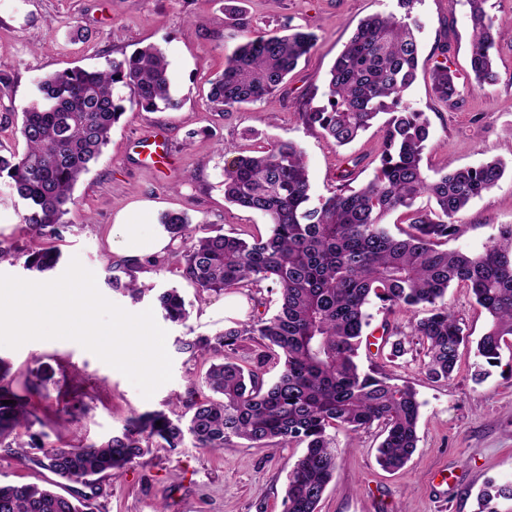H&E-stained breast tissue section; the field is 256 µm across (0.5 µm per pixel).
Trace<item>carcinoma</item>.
Wrapping results in <instances>:
<instances>
[{
	"mask_svg": "<svg viewBox=\"0 0 512 512\" xmlns=\"http://www.w3.org/2000/svg\"><path fill=\"white\" fill-rule=\"evenodd\" d=\"M397 11L376 13L360 21L337 57L326 81V104L302 112L305 123L338 146L367 130L382 114L379 165L358 188L352 172L326 198L315 200L303 151L288 141L236 152L224 170V198L263 215L267 235L241 237L197 235L184 213H166L161 224L180 240L178 273L203 291H232L267 282L278 290L280 307L270 317L234 322L212 336L182 342V350L211 355L203 383L211 395L193 402L188 421L164 412L132 415L122 431L101 444L46 448L39 436L4 443L25 425L26 404L6 381L0 365V446L37 449L41 465L59 478L94 486L96 479L119 475L141 459L152 440L179 448L191 437L197 448L222 451L234 440L250 447L306 444L291 465L284 512H318V505L338 468L336 432H358L378 424L383 441L378 464L390 471L406 465L417 448L421 403L409 385H396L378 369L363 371L356 362L370 314L371 298L386 309L410 313L414 335L427 345L423 369L434 382L451 379L464 342L459 320L444 298L452 285H463L491 317L477 344L491 365L512 342V225L476 253L448 251L441 245L462 232L459 212L490 191L505 171L499 159L476 167L439 173L431 180L424 169L429 124L423 113L400 105L402 93L416 80L419 0H396ZM487 0H466L472 29L470 86L482 89L499 79L494 49L512 37L486 10ZM308 31L278 32L249 38L224 61L212 81L210 107L226 112L260 102L281 91L299 60L314 47ZM435 97L446 106L458 103L462 89L456 74L441 61L430 75ZM172 74L161 48L149 45L114 59L106 69H74L39 80L38 97L24 108L19 133L22 154L0 155V178L26 202L22 223L46 239V245L15 259L28 270L55 267L73 189L100 154L112 127L126 112L125 103L142 112L175 110ZM126 88L129 98L119 94ZM427 202H422V199ZM399 214L409 226L405 237L387 230ZM138 261L126 263L129 281L112 278V288L138 300L145 293L132 276ZM167 320L188 317L175 288L156 296ZM246 341L262 351L256 365L245 368L236 353ZM283 360L272 382L261 371L267 353ZM11 404L6 405L4 401ZM161 425H156V422ZM512 502V482L482 490V512H500L498 500ZM86 500H72L49 488L30 484L0 485V512H89Z\"/></svg>",
	"mask_w": 512,
	"mask_h": 512,
	"instance_id": "carcinoma-1",
	"label": "carcinoma"
}]
</instances>
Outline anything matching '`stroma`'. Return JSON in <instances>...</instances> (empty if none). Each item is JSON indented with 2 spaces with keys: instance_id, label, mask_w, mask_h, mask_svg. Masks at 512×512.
I'll return each instance as SVG.
<instances>
[{
  "instance_id": "stroma-1",
  "label": "stroma",
  "mask_w": 512,
  "mask_h": 512,
  "mask_svg": "<svg viewBox=\"0 0 512 512\" xmlns=\"http://www.w3.org/2000/svg\"><path fill=\"white\" fill-rule=\"evenodd\" d=\"M227 0H0V72L12 84L0 93V117L9 127L0 131V151L20 153L22 111L36 94L42 77L66 69L105 67L108 60L155 44L165 52L173 75L175 110H127L112 128L108 145L74 190L76 203L55 244L61 254L46 280L61 276L72 258L91 270L99 291L131 313L154 309L166 330L172 379L151 398L118 370L72 340H33L20 348L0 347L15 391L31 412L30 430L44 446L101 443L117 433L134 414L176 410L185 413L192 398L208 391L199 382L208 358L181 352L185 339L214 335L228 321L268 317L278 308V295L266 287L216 294L199 290L176 269L146 265L135 272L150 293L135 302L112 288L124 276V254L112 249L114 224L144 225L162 233L159 219L169 211L187 212L206 231L239 236L266 233L263 215L240 209L224 199V169L230 150L253 144L290 140L304 151L312 191L329 196L339 177L353 171L356 184L373 176L381 142L372 127L353 143L340 147L310 129L300 116L306 105H320L328 73L359 22L374 13L395 10L396 0H237L246 25L226 19ZM420 54L417 78L403 101L425 113L430 139L424 165L429 171L476 166L499 158L504 176L458 216L464 232L448 249L478 251L500 226L512 224V41L495 49L500 78L482 89H469L471 27L465 0H418ZM300 27L315 33L310 54L290 75L285 88L265 100L227 112L207 106L210 83L224 69V60L246 37ZM88 31L89 41L72 32ZM448 45V65L465 90L456 107L438 102L430 73L439 62L436 47ZM147 131L164 134L171 148L167 163L146 164L132 152L134 140ZM26 204L0 179V247L34 249L42 240L28 234L20 217ZM179 289L189 317L174 324L157 312L156 293ZM449 309L459 319L465 343L452 378L427 379L425 350L410 326V316L391 313L372 303L369 333L390 332L405 342L399 357L360 348L362 367L382 369L394 383L415 388L421 403L417 449L402 470L389 473L376 462L381 441L378 427L358 433L338 431L336 445L344 454L327 488L319 512H479L477 495L488 481L512 479V347L503 348L499 363L481 381L473 377L475 346L488 328V316L469 290L451 286ZM72 408L77 425L58 418ZM303 446L247 448L233 445L221 452L194 447L152 445L139 462L120 475L107 477L95 491L69 483L63 495H89L93 512H284L283 496L290 465ZM39 451L0 450V483L41 487L55 476L38 462ZM454 473L455 486L442 493L439 473Z\"/></svg>"
}]
</instances>
